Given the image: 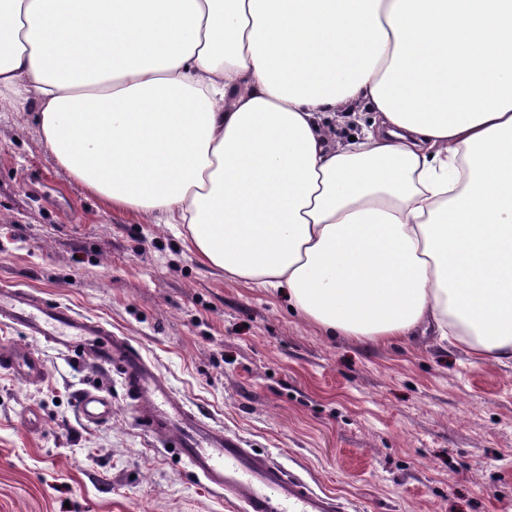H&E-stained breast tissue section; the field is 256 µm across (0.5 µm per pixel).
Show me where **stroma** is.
Instances as JSON below:
<instances>
[{
  "instance_id": "obj_1",
  "label": "stroma",
  "mask_w": 512,
  "mask_h": 512,
  "mask_svg": "<svg viewBox=\"0 0 512 512\" xmlns=\"http://www.w3.org/2000/svg\"><path fill=\"white\" fill-rule=\"evenodd\" d=\"M103 321L172 394L348 512H512V362L429 337H330L283 297L225 278L175 228L106 211L46 151L35 116L0 112V287ZM0 512H235L136 422L121 376L0 324ZM85 390L112 416L78 413ZM0 365L11 370L15 366L22 367L27 375L36 381L43 380L46 375L41 361L31 354L17 356L16 352L10 351L2 356V360L0 357Z\"/></svg>"
}]
</instances>
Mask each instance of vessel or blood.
<instances>
[{"label":"vessel or blood","mask_w":512,"mask_h":512,"mask_svg":"<svg viewBox=\"0 0 512 512\" xmlns=\"http://www.w3.org/2000/svg\"><path fill=\"white\" fill-rule=\"evenodd\" d=\"M0 321L20 325L60 351L118 368L136 397L139 425L183 457L195 475L234 501L240 512H347L342 499L314 490L272 457L242 447L186 408L170 394L152 364L100 322L21 288L0 289ZM0 366L23 368L36 381L46 375L41 361L31 354L8 352L0 357ZM78 408L90 422L108 419L112 414L111 402L92 391L80 397Z\"/></svg>","instance_id":"vessel-or-blood-1"}]
</instances>
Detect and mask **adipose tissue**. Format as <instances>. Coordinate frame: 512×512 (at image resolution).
<instances>
[{"label":"adipose tissue","mask_w":512,"mask_h":512,"mask_svg":"<svg viewBox=\"0 0 512 512\" xmlns=\"http://www.w3.org/2000/svg\"><path fill=\"white\" fill-rule=\"evenodd\" d=\"M30 110L107 210L325 334L512 360V0H0Z\"/></svg>","instance_id":"obj_1"}]
</instances>
